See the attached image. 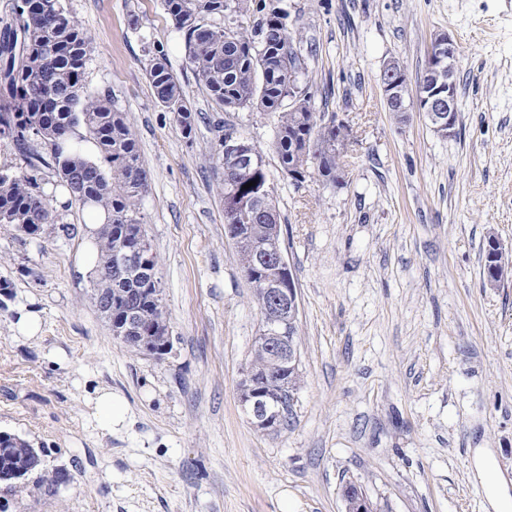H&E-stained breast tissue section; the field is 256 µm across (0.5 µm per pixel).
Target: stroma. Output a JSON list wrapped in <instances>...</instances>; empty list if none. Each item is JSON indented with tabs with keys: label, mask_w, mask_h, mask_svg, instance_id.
<instances>
[{
	"label": "stroma",
	"mask_w": 512,
	"mask_h": 512,
	"mask_svg": "<svg viewBox=\"0 0 512 512\" xmlns=\"http://www.w3.org/2000/svg\"><path fill=\"white\" fill-rule=\"evenodd\" d=\"M263 3L287 10L317 111L349 128L344 185L283 174L276 114L210 96L163 0H65L93 38L87 86L137 135L173 346L159 359L113 337L78 271L82 208L43 169L75 233L0 224V432L44 449L47 477L10 512H345L350 482L375 512H494L484 453L512 489V280L486 285L481 262L488 236L512 251V0H249L209 22L252 29ZM440 32L459 47L448 137L420 114L396 123L381 87L393 57L417 86ZM159 48L192 134L154 98ZM219 123L263 156L298 294L303 382L277 434L239 401L262 323L225 233ZM24 311L39 335L16 332ZM102 389L125 406L108 430Z\"/></svg>",
	"instance_id": "stroma-1"
}]
</instances>
